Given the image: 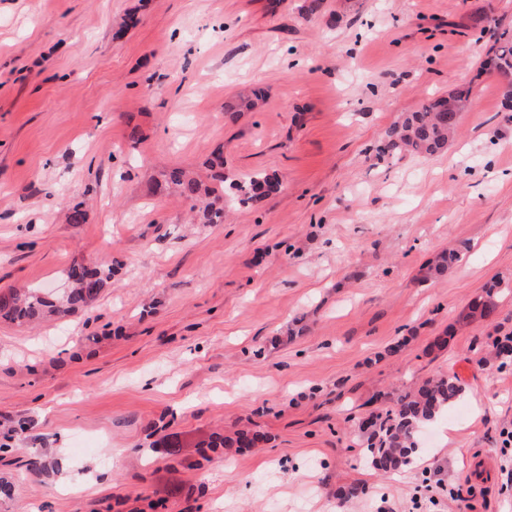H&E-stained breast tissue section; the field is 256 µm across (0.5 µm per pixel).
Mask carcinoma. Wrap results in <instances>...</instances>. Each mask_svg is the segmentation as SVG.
<instances>
[{"label":"carcinoma","mask_w":512,"mask_h":512,"mask_svg":"<svg viewBox=\"0 0 512 512\" xmlns=\"http://www.w3.org/2000/svg\"><path fill=\"white\" fill-rule=\"evenodd\" d=\"M489 66L494 72H512V30L498 34ZM260 92L241 91L233 102L227 105L225 114L234 116L239 112L255 108ZM469 92L457 91L445 97L431 99L420 108L403 113L387 128L377 146L379 158H392L410 154L429 158L448 146V139L456 131L460 121V111L466 109ZM227 187L210 190L190 177L183 169L173 168L166 174V183L174 186L186 200L200 203L198 214L201 224L224 223V207L233 204L247 208L262 202L277 191L278 179L273 175L255 172L232 180L217 174ZM462 246L442 254L437 263L428 271L442 273L448 265L460 259ZM112 276L107 267L88 268L73 266L68 269L66 281L70 287L60 295L41 288L25 291L11 290L0 293V319L9 322L30 323L46 316L67 315L91 305ZM508 285L498 281L485 288V296L472 304L471 314L482 320H492L498 311L497 297ZM512 336L497 338L492 342V354L498 367L512 366V350L504 351L506 342ZM463 386L455 376L436 375L423 381L413 392L399 395L389 405L359 426L361 446L371 464L384 473H391L412 463L419 448L418 436L425 425L448 412L462 396ZM260 435L239 432L236 438L217 436L212 441L215 448H251Z\"/></svg>","instance_id":"cac0c4a2"}]
</instances>
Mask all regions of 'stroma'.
<instances>
[{
  "label": "stroma",
  "instance_id": "obj_1",
  "mask_svg": "<svg viewBox=\"0 0 512 512\" xmlns=\"http://www.w3.org/2000/svg\"><path fill=\"white\" fill-rule=\"evenodd\" d=\"M308 2L0 0V292L114 269L89 308L0 322V512H413L439 479L464 499L430 512H512V369L484 360L512 299L467 315L512 280V112L485 65L512 0ZM245 87L258 107L225 117ZM467 88L447 150L378 160L401 113ZM218 152L281 187L201 224L156 182L211 184ZM435 374L454 412L374 469L359 421ZM242 429L265 439L201 445ZM508 285L504 282L492 281L485 288V296L471 306V314L478 316L482 320H493L498 311L497 297L505 290Z\"/></svg>",
  "mask_w": 512,
  "mask_h": 512
}]
</instances>
